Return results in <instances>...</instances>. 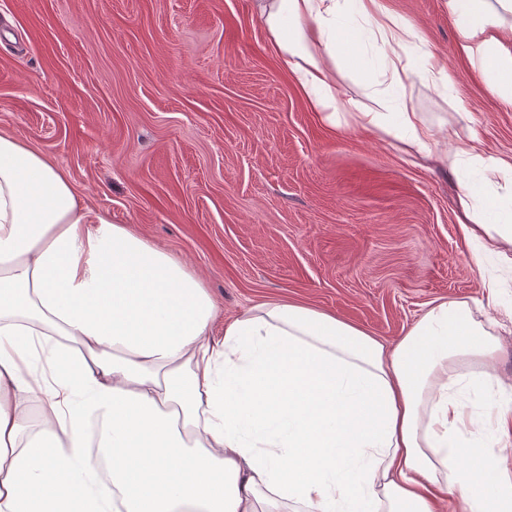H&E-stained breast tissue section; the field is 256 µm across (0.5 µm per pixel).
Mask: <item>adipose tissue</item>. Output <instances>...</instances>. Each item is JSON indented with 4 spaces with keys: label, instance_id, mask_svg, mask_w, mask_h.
<instances>
[{
    "label": "adipose tissue",
    "instance_id": "ef3b65f1",
    "mask_svg": "<svg viewBox=\"0 0 512 512\" xmlns=\"http://www.w3.org/2000/svg\"><path fill=\"white\" fill-rule=\"evenodd\" d=\"M313 111L418 152L436 137L472 173L458 204L478 256L512 255V161L477 133L422 122L405 96H336L361 61L340 0H257ZM385 42L400 25L354 0ZM459 51L512 103V0H448ZM200 279L81 206L42 154L0 134V512H512V409L481 492L456 435L463 366L502 345L467 304L441 302L394 348L331 314L259 304L215 337ZM47 360L44 371L31 367ZM37 407L29 416L24 403Z\"/></svg>",
    "mask_w": 512,
    "mask_h": 512
}]
</instances>
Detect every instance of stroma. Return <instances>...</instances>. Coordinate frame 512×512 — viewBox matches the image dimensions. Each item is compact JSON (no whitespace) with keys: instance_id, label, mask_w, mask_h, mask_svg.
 I'll use <instances>...</instances> for the list:
<instances>
[{"instance_id":"35a3bbf8","label":"stroma","mask_w":512,"mask_h":512,"mask_svg":"<svg viewBox=\"0 0 512 512\" xmlns=\"http://www.w3.org/2000/svg\"><path fill=\"white\" fill-rule=\"evenodd\" d=\"M402 47L358 19L363 70L336 94L372 105L381 61L443 56L453 89L419 73L410 105L433 129L476 131L512 156V104L458 53L448 0H385ZM0 132L43 154L82 205L185 262L226 322L266 301L336 315L397 344L435 302L476 319L512 305V265L476 260L456 203L465 162L404 154L384 133L330 126L283 68L256 0H0ZM490 377L463 395L457 437L482 475L491 405L512 407V328Z\"/></svg>"}]
</instances>
